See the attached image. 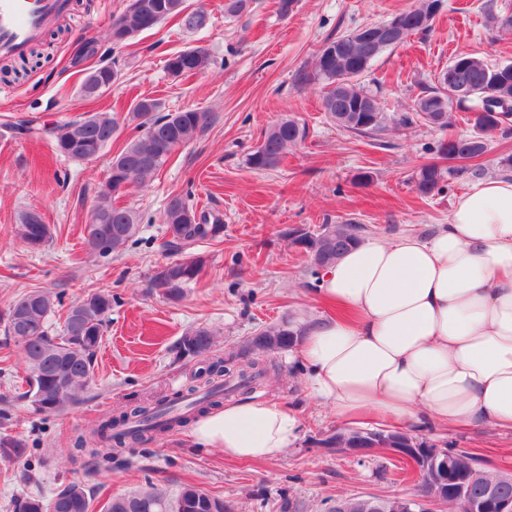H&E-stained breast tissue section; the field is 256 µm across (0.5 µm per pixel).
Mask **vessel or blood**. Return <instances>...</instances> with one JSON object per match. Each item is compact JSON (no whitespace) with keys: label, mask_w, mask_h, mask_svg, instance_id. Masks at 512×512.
Masks as SVG:
<instances>
[{"label":"vessel or blood","mask_w":512,"mask_h":512,"mask_svg":"<svg viewBox=\"0 0 512 512\" xmlns=\"http://www.w3.org/2000/svg\"><path fill=\"white\" fill-rule=\"evenodd\" d=\"M70 10V0H0V58L24 55Z\"/></svg>","instance_id":"1"}]
</instances>
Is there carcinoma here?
Returning a JSON list of instances; mask_svg holds the SVG:
<instances>
[{
  "label": "carcinoma",
  "mask_w": 512,
  "mask_h": 512,
  "mask_svg": "<svg viewBox=\"0 0 512 512\" xmlns=\"http://www.w3.org/2000/svg\"><path fill=\"white\" fill-rule=\"evenodd\" d=\"M186 0H134L119 14L129 31L141 33L153 29L169 18L179 19L188 32L207 25V14L201 8L186 12ZM256 0H224V14L241 18L251 15ZM405 17V31L387 26V23L366 24L371 36L355 29L349 34L326 40L317 56L312 74L324 84L323 108L339 126L358 134H374L386 127L387 115L379 108L374 96L364 91L357 80L366 65L384 50L402 44L410 35L428 31L437 14L429 0L401 12ZM211 63L208 50L196 46L175 52L167 59L166 70L173 78H183L206 70ZM101 85L100 92L110 89L118 81V70L110 64L95 68ZM448 80L428 88L416 98L413 112L422 121L448 126V114L453 106L473 102L468 122L477 131L475 135H451L435 148L442 160L454 162L472 159L486 150L483 135L500 129L512 118V64L491 66L470 53L461 52L445 69ZM160 103L142 99L135 106V116L142 122L133 127L121 152L112 158L108 177L101 185L93 207L91 223L85 227L86 242L92 252L108 255L123 250L138 233L136 213L112 202L117 192L115 185L147 186L169 161L175 149L204 132L211 120L210 113L197 109L156 115ZM82 126L77 146L65 143L64 137H52L54 149L75 161H91L112 142L118 130L117 120L108 113H95L60 123L48 133L70 125ZM306 128L295 119L284 116L263 134L260 144L248 155V164L257 171L276 168L282 158L297 142L305 139ZM448 170L440 163L422 164L415 176V186L422 195H430L439 188ZM163 223L171 236V243L190 245L201 240H216L224 234L223 220L213 214L200 212L189 198L176 195L165 208ZM13 232L32 252L45 248L52 239V229L44 219H31V211L20 214ZM358 227L354 224H326L317 233H303L293 243L308 255L312 274L330 266L352 245L359 242ZM201 269L198 259H179L159 266L151 285L161 290L171 302L180 301L188 284ZM56 311L51 293L32 290L17 297L0 313L4 336L19 346L24 360L23 382L26 390L19 399L33 412L55 415L80 400L94 378V359L103 341L104 327L112 312V294L94 291L66 309L64 324L56 335L50 333L49 318ZM276 340V350L286 351L297 345L303 332L287 322L260 330ZM213 334L198 328L184 336L179 350L193 357L206 356L209 364L205 375H197L200 383L188 387L170 399L160 400L153 407H143L119 416H108L90 432L80 437L78 451L89 466L99 468L112 463V456L125 452L132 444L153 439L188 423L195 414L218 399L229 397L242 389H253L263 384L268 374L264 354L256 351L251 342L239 352L224 356L213 353ZM70 385L60 392V379ZM448 455H461L467 466L463 477L470 497L479 499L486 486L494 485L499 494L512 495V482H499L500 475L483 470L481 461L469 452L446 448ZM29 448L24 439L9 434L0 436V458L19 462L28 457ZM17 512H92L91 499L81 481H71L51 497L32 493L23 498ZM103 512H227L224 501L212 496L196 484L186 483L177 493L169 494L150 483L130 494L109 499Z\"/></svg>",
  "instance_id": "carcinoma-1"
}]
</instances>
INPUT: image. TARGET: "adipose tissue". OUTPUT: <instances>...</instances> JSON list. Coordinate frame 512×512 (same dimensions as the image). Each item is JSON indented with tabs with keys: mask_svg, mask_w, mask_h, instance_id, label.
I'll return each instance as SVG.
<instances>
[{
	"mask_svg": "<svg viewBox=\"0 0 512 512\" xmlns=\"http://www.w3.org/2000/svg\"><path fill=\"white\" fill-rule=\"evenodd\" d=\"M319 292L339 312L294 353L313 400L345 420L512 432V176L474 184L429 234L358 243L324 268ZM299 431L296 411L247 399L202 415L190 435L273 461Z\"/></svg>",
	"mask_w": 512,
	"mask_h": 512,
	"instance_id": "1",
	"label": "adipose tissue"
}]
</instances>
